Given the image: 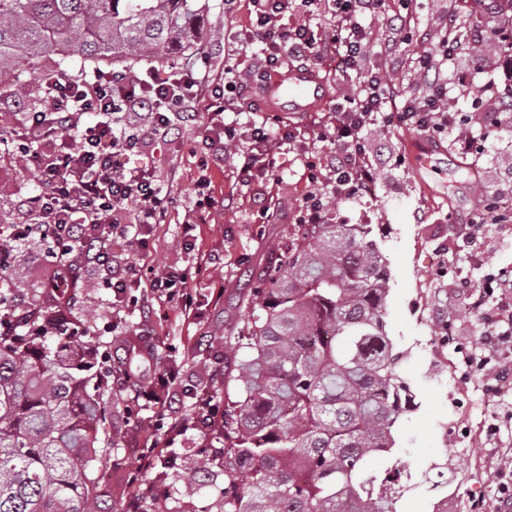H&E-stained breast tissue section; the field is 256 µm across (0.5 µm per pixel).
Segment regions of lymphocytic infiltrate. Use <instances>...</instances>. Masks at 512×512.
Returning a JSON list of instances; mask_svg holds the SVG:
<instances>
[{
  "instance_id": "f902f5d3",
  "label": "lymphocytic infiltrate",
  "mask_w": 512,
  "mask_h": 512,
  "mask_svg": "<svg viewBox=\"0 0 512 512\" xmlns=\"http://www.w3.org/2000/svg\"><path fill=\"white\" fill-rule=\"evenodd\" d=\"M224 6L231 17L245 12L246 37H259L263 45L247 75L225 66V94L259 93L293 62L333 63L341 82L330 120L321 127L288 124L274 134L262 124L243 127L226 121L221 105L208 118L206 141L241 146L240 171L248 179L272 175L277 154L286 150L313 167L316 143L334 144L331 189L305 197L298 223H329L332 200L352 199L358 187L374 182L376 168L361 136L365 128L403 124L430 140L457 129L462 118L448 106L451 86L473 93L472 123L483 129L512 125V105L490 108L483 92L472 91L469 83L471 72L512 64V33L493 20L482 27L462 26L464 0H224ZM423 12L429 15L424 23L419 20ZM316 15L328 20L326 30L314 31ZM364 17L370 26L361 25ZM491 38L499 46L494 57L481 52ZM387 58L422 75L426 91H400L381 65ZM198 81L188 63L151 67L141 74L98 71L89 80L59 77L42 83V109L0 130V154L23 157L39 183L38 191L20 200L21 221L0 225V268L9 267L19 244L40 238L58 246L42 284L45 303L58 309L70 304L88 266L100 271L103 287L113 292L142 285L132 266L116 268L113 245L124 241L147 250L149 229L161 223L169 208L145 160L150 143L143 126L175 129ZM189 280L188 269L167 266L144 285L145 292L157 301H177L189 317L197 305ZM478 286L473 309L489 306L496 315L485 338L487 351H474L467 360L471 369L482 371L491 362L512 358V268L487 274ZM223 421L214 390L200 389L192 415L172 417L166 430L141 448V469H152L188 430L199 427L208 436Z\"/></svg>"
}]
</instances>
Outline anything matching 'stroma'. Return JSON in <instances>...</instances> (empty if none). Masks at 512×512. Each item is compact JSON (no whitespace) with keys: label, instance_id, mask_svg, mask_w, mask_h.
<instances>
[{"label":"stroma","instance_id":"stroma-1","mask_svg":"<svg viewBox=\"0 0 512 512\" xmlns=\"http://www.w3.org/2000/svg\"><path fill=\"white\" fill-rule=\"evenodd\" d=\"M258 45L235 56L224 53L223 41H203L194 50L205 78L191 109L206 115L224 87V65L236 63L239 71L252 64ZM376 166V194L368 203L352 199L339 203L344 223H357L369 212L372 236L381 247L390 272L387 301L388 334L400 358L397 370L409 384L416 407L403 418L392 457L375 459V468L391 461L406 465L412 476L399 498V512H436L447 500V512H474L480 502L495 499L497 478L505 459L486 442V427L512 403V378L504 380L503 394L486 388L479 375L465 374L463 351L480 345L485 325L479 313L470 310L468 289L461 276L480 280L484 273L512 265V222L484 228L483 267L462 273L463 257L455 227L448 222L449 209L470 211L480 183L485 196L498 197L503 171L512 168V131H486L478 135L475 150L480 178L464 171L453 137H446L444 152L434 155L430 169L408 162L412 130L400 125L371 127L363 131ZM146 137L155 146L154 173L159 187L172 203L162 221L154 225L146 252L123 251L127 262L136 264L143 278L167 265L190 268L193 287L198 288L199 317L186 323L174 304H154L148 311L123 306L114 313L111 289L99 287L95 268L83 271L84 288L78 289L69 311L89 319L93 330L103 332L116 323L118 334L130 336L147 330L156 352L153 363H142V374L152 366L176 364L180 381L174 389L173 408L191 409L192 395L203 387L224 389V370L230 365L224 354V338L250 310L247 279L257 278L279 261L278 243L291 230L297 207L317 185L306 177L301 157L279 158L274 176L266 181H244L241 160L227 152L224 168L213 173L210 190L216 199H232L228 209L213 212L198 225L190 248H183L182 227L191 213L199 160L206 149L201 124L186 126L181 141H168L154 129ZM38 187L31 172L13 164H0V225L22 219L17 201L24 192ZM42 247L29 241L16 251L8 276L20 306L41 302L38 287L50 267ZM112 389L121 401L106 412L104 427L114 435V449L107 477L120 488L109 498L115 512H123L127 500L147 483L151 473L131 482L137 465L136 450L153 433L165 411L148 405L137 415H128L125 402L132 393L123 381L113 379Z\"/></svg>","mask_w":512,"mask_h":512}]
</instances>
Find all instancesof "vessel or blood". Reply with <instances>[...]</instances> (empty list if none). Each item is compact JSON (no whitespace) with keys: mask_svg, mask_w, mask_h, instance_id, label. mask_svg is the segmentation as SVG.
Listing matches in <instances>:
<instances>
[{"mask_svg":"<svg viewBox=\"0 0 512 512\" xmlns=\"http://www.w3.org/2000/svg\"><path fill=\"white\" fill-rule=\"evenodd\" d=\"M264 97L269 111L302 114L328 102L332 94L326 77L318 69L292 67L285 78L266 86Z\"/></svg>","mask_w":512,"mask_h":512,"instance_id":"vessel-or-blood-1","label":"vessel or blood"}]
</instances>
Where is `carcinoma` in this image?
Returning a JSON list of instances; mask_svg holds the SVG:
<instances>
[{
    "label": "carcinoma",
    "mask_w": 512,
    "mask_h": 512,
    "mask_svg": "<svg viewBox=\"0 0 512 512\" xmlns=\"http://www.w3.org/2000/svg\"><path fill=\"white\" fill-rule=\"evenodd\" d=\"M208 0H0V95L40 91L4 77L57 69L79 57L100 63H168L202 37ZM366 224H296L286 261L250 288L252 312L225 341L250 351L224 372V428L206 458L181 468V449L160 461L141 512L192 496L224 476V512H398L405 468H373L392 453L415 408L395 369L386 331L389 273ZM87 321L39 324L0 337V512H103L90 477L112 448L100 426V392L126 363L110 344L90 362L55 341Z\"/></svg>",
    "instance_id": "carcinoma-1"
}]
</instances>
